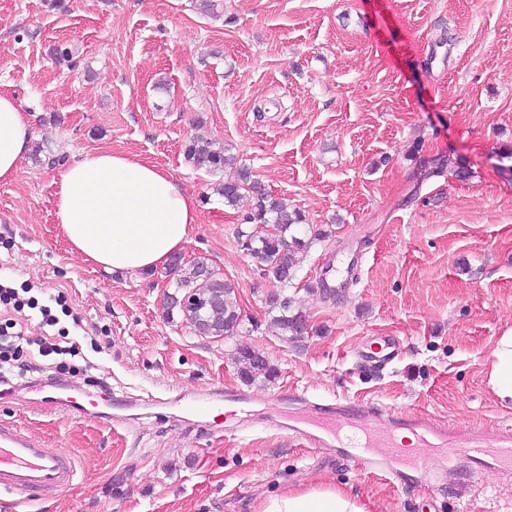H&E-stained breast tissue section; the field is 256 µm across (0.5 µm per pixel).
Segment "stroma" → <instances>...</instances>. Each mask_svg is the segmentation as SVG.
Here are the masks:
<instances>
[{"label": "stroma", "mask_w": 512, "mask_h": 512, "mask_svg": "<svg viewBox=\"0 0 512 512\" xmlns=\"http://www.w3.org/2000/svg\"><path fill=\"white\" fill-rule=\"evenodd\" d=\"M220 3L214 17L200 0H0V93L36 135L18 175L0 182V279L64 297L74 316L62 324L82 347L62 371L25 350L16 387L0 393V421L73 453L77 480L33 501L0 492V512H255L317 483L367 512H512V472L494 469L493 454L442 456L425 475L393 459L392 479L278 427L339 401L512 429L486 362L512 327V0ZM60 44L73 65L55 63ZM196 136L228 146L328 231L288 287L308 322L301 340L269 329L275 285L237 237L253 201L225 205L222 174L185 160ZM95 150L156 164L196 200L181 254L234 286L236 336L168 315L164 270L108 273L70 249L49 160ZM376 337L401 350L370 369L357 354ZM239 346L278 377L244 382ZM57 374L127 406L112 422L45 406ZM213 388L257 396L246 422L189 414L187 395Z\"/></svg>", "instance_id": "35a3bbf8"}]
</instances>
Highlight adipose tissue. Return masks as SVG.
<instances>
[{
    "label": "adipose tissue",
    "mask_w": 512,
    "mask_h": 512,
    "mask_svg": "<svg viewBox=\"0 0 512 512\" xmlns=\"http://www.w3.org/2000/svg\"><path fill=\"white\" fill-rule=\"evenodd\" d=\"M34 138L15 97L0 94V181H10ZM56 221L76 254L107 271L164 267L190 240L197 204L164 170L110 151L84 154L55 179ZM488 383L512 403V328L495 342ZM258 512H366L358 497L333 486L287 489Z\"/></svg>",
    "instance_id": "obj_1"
}]
</instances>
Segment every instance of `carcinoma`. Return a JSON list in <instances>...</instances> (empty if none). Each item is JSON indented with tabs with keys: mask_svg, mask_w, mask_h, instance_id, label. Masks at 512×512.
<instances>
[{
	"mask_svg": "<svg viewBox=\"0 0 512 512\" xmlns=\"http://www.w3.org/2000/svg\"><path fill=\"white\" fill-rule=\"evenodd\" d=\"M185 156L193 167L212 173L231 168L237 161L225 146L199 138L189 142ZM218 191L230 206L236 205L245 193L252 197L253 207L246 223L253 228L239 229L238 238L243 248L263 264L264 275L279 284V289L266 300L271 314L269 327L287 341L302 338L301 313L292 312L291 300L284 291L297 276L299 255L327 233L304 224L305 216L300 211L289 208L282 199L269 193L244 167L239 168L237 176L225 179ZM209 271L201 261L168 268L171 276L168 287L173 289L168 294L169 311L180 312L189 325L207 335L229 338L242 325L240 307L231 284L217 274L209 276ZM187 296L193 298L190 306L183 305ZM234 359L240 365V377L247 383L270 382L278 376V369L253 349L236 348Z\"/></svg>",
	"mask_w": 512,
	"mask_h": 512,
	"instance_id": "cac0c4a2",
	"label": "carcinoma"
}]
</instances>
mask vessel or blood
<instances>
[{
	"label": "vessel or blood",
	"instance_id": "1",
	"mask_svg": "<svg viewBox=\"0 0 512 512\" xmlns=\"http://www.w3.org/2000/svg\"><path fill=\"white\" fill-rule=\"evenodd\" d=\"M395 343L386 341L379 348L361 352V359L371 365H384L396 358ZM55 404L92 417L99 412L97 402L84 399L80 394L67 393L54 399ZM314 414L320 432L302 431L301 436L312 448L336 443L340 448L357 449L358 463L376 468L375 459L365 456L368 448H384L398 453L395 437L407 430L418 436L419 451L414 466L424 467L433 460V449H444L446 455L461 452L480 454L485 449L495 451L501 468L512 470V434L492 438H464L449 430L447 423L427 416L403 420L384 421L381 411L374 406L363 409L344 403L328 404L316 408ZM78 464L70 453L45 447L39 440L23 430L0 423V491L18 493L33 500L45 494L64 493L75 481Z\"/></svg>",
	"mask_w": 512,
	"mask_h": 512
}]
</instances>
